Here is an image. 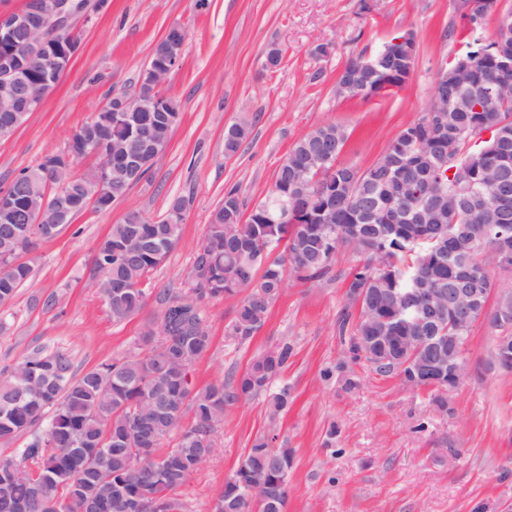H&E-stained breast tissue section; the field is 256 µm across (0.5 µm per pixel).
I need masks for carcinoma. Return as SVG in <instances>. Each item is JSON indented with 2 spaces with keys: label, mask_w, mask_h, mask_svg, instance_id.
Listing matches in <instances>:
<instances>
[{
  "label": "carcinoma",
  "mask_w": 512,
  "mask_h": 512,
  "mask_svg": "<svg viewBox=\"0 0 512 512\" xmlns=\"http://www.w3.org/2000/svg\"><path fill=\"white\" fill-rule=\"evenodd\" d=\"M472 55V78L480 90L499 82L496 62L512 55V32L496 28L481 42H466ZM154 128L159 151L181 121L178 101L168 97L162 111L140 113ZM430 118L424 111L406 123L381 156L361 170L338 162L348 134L327 123L296 140L276 170L271 191L243 216L236 187L207 224L204 240L186 272L189 288L166 293L159 317L149 321L136 342L137 351L102 363L78 376L64 352L36 351L0 370V443L19 435L28 440L16 453L0 458V512H139L146 495L164 499L165 512H179L172 493L212 457L224 410L264 397L271 414L284 411L290 388H273L288 367L293 347L284 342L254 356L245 370L196 390L191 369L212 337L204 305L241 292L229 333L246 340L264 325L288 275L323 279L332 272L342 246H352L360 263L346 274L349 301L368 289L362 311L375 321H339L350 359L365 362L379 375L398 376V360L407 326L392 319L394 296L407 279L418 276L428 286L455 288L465 273L470 287L492 288L488 265L496 249L493 238L475 249L486 221L512 232V94L500 96L491 112H450L448 133L434 150L448 155L449 177L432 167L415 132ZM90 139L123 138L126 130L99 117L82 124ZM492 138L476 143L477 133ZM251 126L224 129V153L233 155L249 138ZM49 154L21 170L8 185L14 206L0 212V304L9 302L30 279L33 267L20 260L59 227H34L31 210L52 201ZM71 175L65 190L68 220L89 207L86 187L98 177ZM188 200L175 199L166 215L134 224L127 213L96 246L94 270L102 274L112 320L122 322L146 305L144 285L177 243L183 219L177 213ZM393 261L386 272L380 264ZM191 422L180 427L185 411ZM180 430L176 446L164 441ZM277 435L255 439L219 494L222 512H283L293 454L275 448ZM264 485V497L248 496L250 485Z\"/></svg>",
  "instance_id": "cac0c4a2"
}]
</instances>
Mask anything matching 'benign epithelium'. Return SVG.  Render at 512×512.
<instances>
[{
	"mask_svg": "<svg viewBox=\"0 0 512 512\" xmlns=\"http://www.w3.org/2000/svg\"><path fill=\"white\" fill-rule=\"evenodd\" d=\"M464 3L463 11L473 17H480L497 10L494 0H460ZM88 0H26L20 9L0 8V88L10 91L14 97L24 101V111L40 110L45 97L54 87L55 82L46 81L39 95L26 91L24 75L31 72H53L58 65L69 66L79 51L80 43L72 30L73 19L86 12ZM27 34V49L18 55L8 48L17 31ZM53 32L64 40L62 52L57 53L49 48L48 33ZM164 42L166 46L159 63L150 69L149 78L156 87L164 85L171 72L178 65L186 43V32L181 27L169 30ZM401 49L395 57L406 72H413L414 58L417 52V41L413 32L408 31L403 36L393 40ZM340 73L347 74V80L336 84V96L345 97L347 92L362 88L376 89L385 85L387 72L385 55L372 57L358 54L350 57V63L344 66ZM472 67L469 57L460 56L453 69L448 74L447 69L438 70L435 85L448 81L458 88L470 86ZM141 106L135 101L118 97L112 101V111L116 117L131 123L136 120V112ZM92 153L103 158L99 179L90 189L92 199L97 200L110 192L111 185L117 182L108 164L109 158H118L122 163V179L133 186L143 181L147 168L151 164L150 152L131 143L123 145L117 142L91 141L85 137L82 129H76L69 140L68 151L61 155L53 165L54 182L64 187L69 182L71 160L77 152ZM35 224L65 223L64 202H58L54 207L41 206L33 214ZM416 296L420 299V308L413 314L415 335L407 342L411 358L407 361L408 371L404 377L418 380L424 376L433 388L444 392L456 390L468 374V365L461 362L464 354V337L467 331L464 325L458 326L459 335L448 338L425 336L426 326L443 323L448 319V312H458L463 319H468L471 308L477 298L468 288H451L447 291L438 288H409L400 294L402 305L396 307L398 316H407V298ZM493 349V364L496 368L512 371V335L499 330L495 337Z\"/></svg>",
	"mask_w": 512,
	"mask_h": 512,
	"instance_id": "7a95c632",
	"label": "benign epithelium"
}]
</instances>
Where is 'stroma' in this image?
<instances>
[{
	"instance_id": "1",
	"label": "stroma",
	"mask_w": 512,
	"mask_h": 512,
	"mask_svg": "<svg viewBox=\"0 0 512 512\" xmlns=\"http://www.w3.org/2000/svg\"><path fill=\"white\" fill-rule=\"evenodd\" d=\"M175 24L187 31L179 67L164 88L182 120L148 178L106 209L88 208L31 254L33 274L0 305V369L40 350L70 354L76 373L135 351L144 325L163 307V290H184L212 212L236 186L245 208L272 189L294 142L326 123L349 140L341 164H373L404 124L428 107L438 69L463 50L456 0H91L77 18L80 48L42 108L0 138V188L44 156L64 152L73 131L106 104L112 90L133 92L156 44ZM417 37L411 77L397 93L369 100L337 97L336 74L352 55L377 53L404 31ZM332 47L327 56L317 46ZM280 70L263 67L271 47ZM249 120L252 133L234 156L224 130ZM189 199L179 240L152 274L145 308L113 322L95 283L93 253L135 206L161 217ZM359 259L336 256L330 277L288 279L263 327L250 339L229 334L240 299L204 308L210 349L194 364L202 389L241 373L254 355L280 342L294 354L278 379L292 399L270 420L260 400L224 411L216 453L174 491L182 512L211 508L253 441L276 431L293 451L285 512H507L512 507V372L492 365L498 330L479 320L467 345L469 374L433 402L346 359L338 320L348 304L345 272ZM335 368L336 378L323 372Z\"/></svg>"
}]
</instances>
